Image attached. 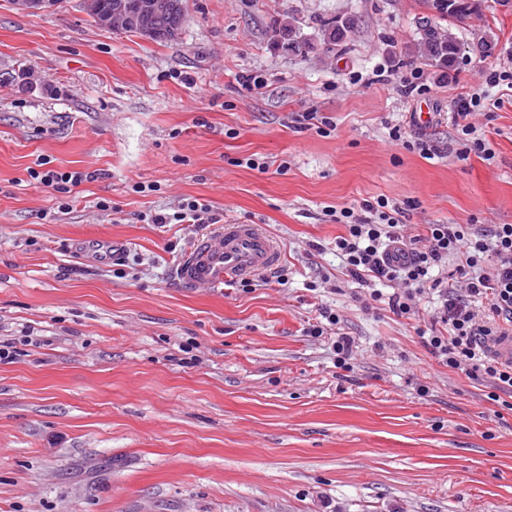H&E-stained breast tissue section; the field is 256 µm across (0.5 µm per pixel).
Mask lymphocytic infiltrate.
Listing matches in <instances>:
<instances>
[{"instance_id": "lymphocytic-infiltrate-1", "label": "lymphocytic infiltrate", "mask_w": 512, "mask_h": 512, "mask_svg": "<svg viewBox=\"0 0 512 512\" xmlns=\"http://www.w3.org/2000/svg\"><path fill=\"white\" fill-rule=\"evenodd\" d=\"M454 104L464 141L460 159L473 153L489 156L485 138L469 121L482 105L481 96L460 94ZM328 215L345 228L335 245L347 275L368 288L372 300H387L393 314L407 318L416 297L437 294L443 329L423 337V344L449 369L486 385L488 400L512 398V366L492 357L485 346L487 337L512 327V224L480 230L469 224H430L425 234L408 237L400 209L383 197ZM445 266L450 274L439 275ZM384 286L390 287L389 296H382Z\"/></svg>"}]
</instances>
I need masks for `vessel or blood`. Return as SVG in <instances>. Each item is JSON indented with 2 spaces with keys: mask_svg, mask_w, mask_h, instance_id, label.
<instances>
[{
  "mask_svg": "<svg viewBox=\"0 0 512 512\" xmlns=\"http://www.w3.org/2000/svg\"><path fill=\"white\" fill-rule=\"evenodd\" d=\"M281 259L280 246L262 225L231 223L194 241L177 275L187 286L215 290L276 268Z\"/></svg>",
  "mask_w": 512,
  "mask_h": 512,
  "instance_id": "1",
  "label": "vessel or blood"
}]
</instances>
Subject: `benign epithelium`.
<instances>
[{"label": "benign epithelium", "instance_id": "obj_1", "mask_svg": "<svg viewBox=\"0 0 512 512\" xmlns=\"http://www.w3.org/2000/svg\"><path fill=\"white\" fill-rule=\"evenodd\" d=\"M58 0H10L17 11L28 14L53 9ZM83 10L93 15L98 25L109 29L132 28L145 39L157 36L156 20L175 14L181 7L180 0H147L136 8L128 0H114L110 7L101 10L98 0H81Z\"/></svg>", "mask_w": 512, "mask_h": 512}]
</instances>
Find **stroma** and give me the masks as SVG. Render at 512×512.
I'll return each mask as SVG.
<instances>
[{
	"label": "stroma",
	"mask_w": 512,
	"mask_h": 512,
	"mask_svg": "<svg viewBox=\"0 0 512 512\" xmlns=\"http://www.w3.org/2000/svg\"><path fill=\"white\" fill-rule=\"evenodd\" d=\"M428 14V0H186L160 43L99 27L79 0L42 14L0 0V342L18 351L0 362V512H512V410L424 347L432 299L400 318L344 274L326 216L381 196L410 236L512 224V100L486 83L512 70V0L453 26L449 70L415 47ZM331 17L351 23L333 47ZM416 67L431 91L409 97ZM473 92L500 102L475 117L492 157L462 161L452 98ZM305 112L334 130L300 128ZM396 124L430 155L392 140ZM40 160L96 178L65 209L30 178ZM189 199L264 225L280 267L220 293L178 282L205 228L149 217ZM94 238L125 248L99 262ZM325 307L354 341L347 368L308 332Z\"/></svg>",
	"instance_id": "obj_1"
}]
</instances>
